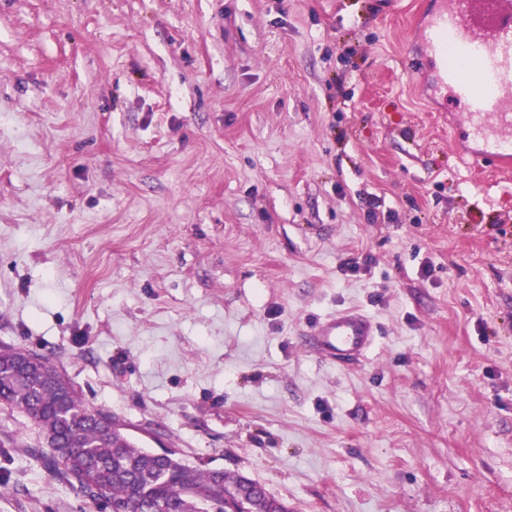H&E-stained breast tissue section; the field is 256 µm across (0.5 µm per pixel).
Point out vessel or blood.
<instances>
[{
    "mask_svg": "<svg viewBox=\"0 0 512 512\" xmlns=\"http://www.w3.org/2000/svg\"><path fill=\"white\" fill-rule=\"evenodd\" d=\"M493 20L475 24L473 0H437L421 29L433 64L426 86L448 91L460 105L468 152L477 165H512V0H488ZM376 328L356 311L328 315L306 335L307 345L339 364L358 360L373 344Z\"/></svg>",
    "mask_w": 512,
    "mask_h": 512,
    "instance_id": "b4317fda",
    "label": "vessel or blood"
}]
</instances>
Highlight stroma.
<instances>
[{
	"mask_svg": "<svg viewBox=\"0 0 512 512\" xmlns=\"http://www.w3.org/2000/svg\"><path fill=\"white\" fill-rule=\"evenodd\" d=\"M433 2L0 0V347L293 512H512V173L419 85ZM42 445L0 407V512H101ZM375 336L369 317L356 311H338L324 318L306 335L305 342L337 364H349L372 346Z\"/></svg>",
	"mask_w": 512,
	"mask_h": 512,
	"instance_id": "35a3bbf8",
	"label": "stroma"
}]
</instances>
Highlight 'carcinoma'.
I'll use <instances>...</instances> for the list:
<instances>
[{
    "label": "carcinoma",
    "mask_w": 512,
    "mask_h": 512,
    "mask_svg": "<svg viewBox=\"0 0 512 512\" xmlns=\"http://www.w3.org/2000/svg\"><path fill=\"white\" fill-rule=\"evenodd\" d=\"M20 350L0 347V406L25 414L45 449V469L85 495L103 489L112 512H253L260 494L245 492V478L203 472L171 455H156L112 431V416L92 412L73 383L48 360L18 373L12 358Z\"/></svg>",
    "instance_id": "carcinoma-1"
}]
</instances>
